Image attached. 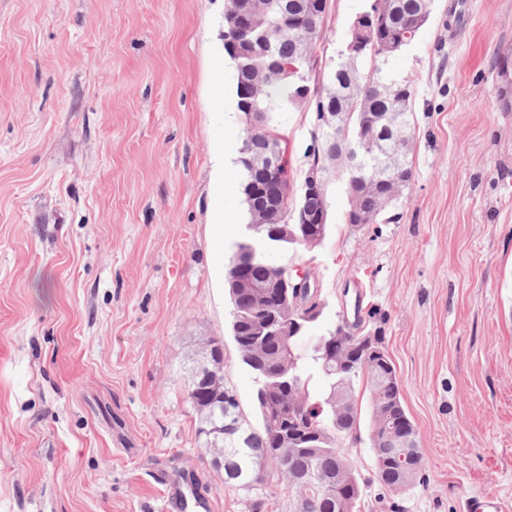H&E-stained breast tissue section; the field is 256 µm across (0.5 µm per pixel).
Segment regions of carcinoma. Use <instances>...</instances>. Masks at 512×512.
Instances as JSON below:
<instances>
[{
	"label": "carcinoma",
	"mask_w": 512,
	"mask_h": 512,
	"mask_svg": "<svg viewBox=\"0 0 512 512\" xmlns=\"http://www.w3.org/2000/svg\"><path fill=\"white\" fill-rule=\"evenodd\" d=\"M386 8L379 15L372 32L365 36L368 45L386 42L406 48L413 43L427 23L431 0H384ZM327 0H238L237 13L254 24L251 37L232 45H224V52L236 71L235 98L252 85H258L260 96L253 102L252 113L272 117L286 112L306 101L290 97L288 70L292 63L300 65V55L311 56L324 23ZM263 41L282 67L271 71L264 65L258 41ZM390 56L365 54L359 57L341 56L328 71L319 97L325 98L331 112L345 113L346 122L339 132L330 133L318 127L313 133L308 165L329 160L336 177L346 186L348 209L345 223L362 215L371 224L382 220L384 213L397 202L388 198L384 160L389 152L409 145L407 131L413 120V84L410 80L397 81L387 71ZM502 81L500 99L505 106L512 105V66L500 62ZM389 112L399 113L398 123L387 130V135L376 137L368 150L354 158L350 151L363 133V126L375 129L381 125L378 117ZM274 193L280 199L279 211L288 217L289 183L284 178L275 183ZM248 238L251 256L259 270L257 281L263 287L244 291L239 295L240 315L231 328L232 338L242 364L257 380L255 404L261 420L256 432L238 420V428L223 433V439H213L211 430L224 427V414L210 411L201 404V398L189 394L198 415L196 438L198 447L206 452L224 453V482L242 487L255 485L286 490L297 496L296 512H360L363 486L358 477L356 461L343 452L338 440L357 436L361 410L354 397L355 389L366 384L369 390L368 429L381 421L397 426L408 418L402 401L401 382L396 367L385 346L381 329L372 325L374 311L367 317L354 316L352 323L341 321L345 330L369 331L378 355L376 367H362L364 352L356 346H346L339 356L327 359L323 343L336 335L329 329L315 338L311 354L297 353V344L322 316L326 302L314 300L294 292L283 302L276 292L277 285L270 273H288V267L277 263L273 252L297 251L301 246L288 239L272 235L275 225L264 223L248 215ZM292 315L310 316L302 322L296 334L285 336V345L278 349L271 336L256 334V326L273 317L282 308ZM323 384V394L311 395L309 389L314 377ZM376 478L389 490H403L421 480L422 463L414 471L400 468L395 459L374 455ZM314 471L323 483L298 487L294 479Z\"/></svg>",
	"instance_id": "1"
}]
</instances>
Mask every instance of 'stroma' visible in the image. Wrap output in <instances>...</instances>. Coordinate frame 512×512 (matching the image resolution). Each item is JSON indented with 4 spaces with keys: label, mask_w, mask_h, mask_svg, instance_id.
<instances>
[{
    "label": "stroma",
    "mask_w": 512,
    "mask_h": 512,
    "mask_svg": "<svg viewBox=\"0 0 512 512\" xmlns=\"http://www.w3.org/2000/svg\"><path fill=\"white\" fill-rule=\"evenodd\" d=\"M226 0H0V512H164L160 473L193 477L211 512H295L294 495L225 485L196 445L188 380L204 348L254 429L255 383L231 338L216 240L212 144L233 108ZM314 50L330 68L368 0H327ZM512 0H433L388 70L412 78L414 179L387 222L343 220L308 269L327 301L314 335L355 305L385 320L425 485L396 494L367 439L340 447L361 512H512ZM224 75L222 91L211 76ZM299 191L314 101L279 113Z\"/></svg>",
    "instance_id": "obj_1"
}]
</instances>
